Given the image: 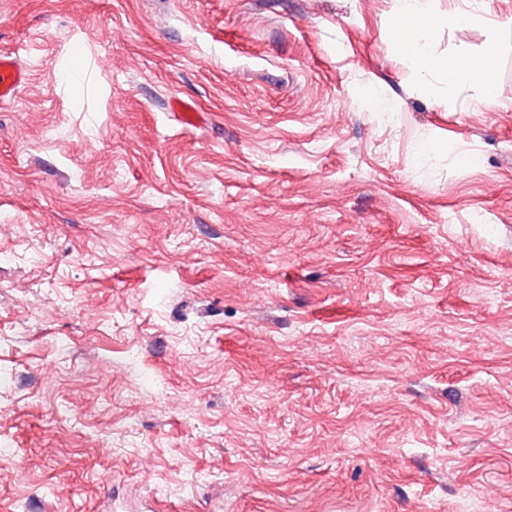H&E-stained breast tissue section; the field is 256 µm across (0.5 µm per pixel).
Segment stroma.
I'll use <instances>...</instances> for the list:
<instances>
[{
	"label": "stroma",
	"instance_id": "35a3bbf8",
	"mask_svg": "<svg viewBox=\"0 0 512 512\" xmlns=\"http://www.w3.org/2000/svg\"><path fill=\"white\" fill-rule=\"evenodd\" d=\"M448 8L491 88L392 0H0V512H512V0ZM439 25L432 10V0H395L391 31L398 52L407 57L423 75L437 74L448 86L468 82L488 86L492 82L491 65L498 54V44L488 41L480 63H466L461 56L435 57L429 40ZM454 7L448 11V24L464 26L481 18L482 3L475 0L452 1ZM26 74L11 56H0V99L12 98L25 82Z\"/></svg>",
	"mask_w": 512,
	"mask_h": 512
}]
</instances>
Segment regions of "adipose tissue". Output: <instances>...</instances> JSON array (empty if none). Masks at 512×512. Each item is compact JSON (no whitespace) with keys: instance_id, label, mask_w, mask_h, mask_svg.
Here are the masks:
<instances>
[{"instance_id":"adipose-tissue-1","label":"adipose tissue","mask_w":512,"mask_h":512,"mask_svg":"<svg viewBox=\"0 0 512 512\" xmlns=\"http://www.w3.org/2000/svg\"><path fill=\"white\" fill-rule=\"evenodd\" d=\"M439 20L432 10V0H394L391 31L398 52L407 57L421 74L438 75L448 86L468 82L488 86L492 81L491 65L498 54L496 42H487L482 60L468 63L462 57H435L429 40Z\"/></svg>"}]
</instances>
